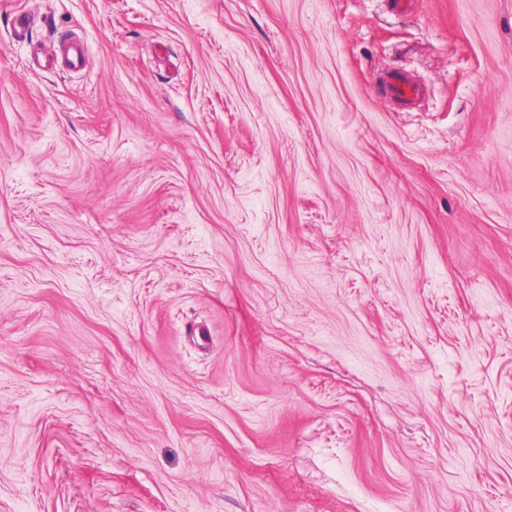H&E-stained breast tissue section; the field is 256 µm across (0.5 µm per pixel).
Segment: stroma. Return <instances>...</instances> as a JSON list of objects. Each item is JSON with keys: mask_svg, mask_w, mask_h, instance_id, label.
Listing matches in <instances>:
<instances>
[{"mask_svg": "<svg viewBox=\"0 0 512 512\" xmlns=\"http://www.w3.org/2000/svg\"><path fill=\"white\" fill-rule=\"evenodd\" d=\"M0 512H512V0H0ZM87 59V46L80 39H74L60 47L59 54L48 64V69L59 67L62 71L78 73L86 67ZM381 84L385 97L402 107L415 105L425 93L423 85L403 71L387 73Z\"/></svg>", "mask_w": 512, "mask_h": 512, "instance_id": "obj_1", "label": "stroma"}]
</instances>
